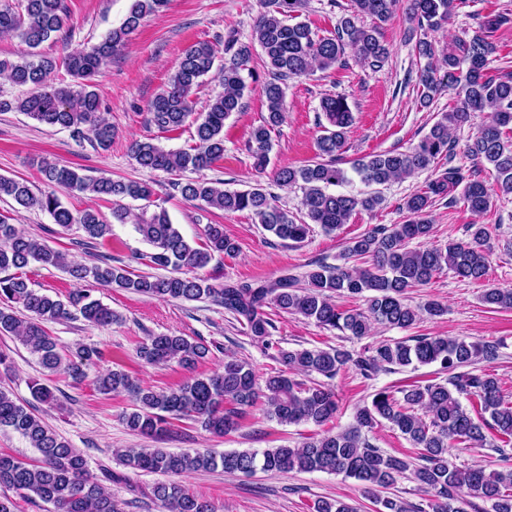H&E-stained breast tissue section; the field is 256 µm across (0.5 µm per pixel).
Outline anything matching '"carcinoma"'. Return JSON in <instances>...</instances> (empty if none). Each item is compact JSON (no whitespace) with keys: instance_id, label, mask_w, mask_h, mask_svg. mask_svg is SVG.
Instances as JSON below:
<instances>
[{"instance_id":"cac0c4a2","label":"carcinoma","mask_w":512,"mask_h":512,"mask_svg":"<svg viewBox=\"0 0 512 512\" xmlns=\"http://www.w3.org/2000/svg\"><path fill=\"white\" fill-rule=\"evenodd\" d=\"M308 0H260L261 12L251 37L243 42L229 34L224 38V63L216 65L218 51L208 43H197L182 54L165 88L149 104L151 122L163 131H174L188 119L196 124V145L189 150L165 149L150 141H135L130 152L145 169L167 173L195 172L212 167L224 158V121L242 109L248 81H257L249 69L254 47L261 48L268 72L263 82L267 117L253 128L249 150L255 169L262 172L273 149L271 133L285 114L287 82L319 68L328 70L342 61L345 50L357 63L377 68L388 58L389 48L381 40V25L397 10L399 0H351L350 9L339 20L334 35L319 38L305 22L289 23L306 8ZM415 33L438 31L448 23L465 0H408ZM168 0H132L122 23L96 45L75 51L62 61L36 52L44 42L68 32L66 0H0V35L18 38L29 52L16 60L0 59V73L26 89L14 99L0 97V112H23L41 124L67 129L79 135L87 127L97 146L112 143V126L100 115L96 77L123 46L147 15L165 8ZM370 19L365 24L364 19ZM512 22L505 12L488 13L477 20L468 39H461L446 53H439L432 41L416 39L423 100L452 91L456 105L441 113L429 131L404 152L373 153L357 160L346 170L339 157L352 125V111L343 96H326L320 110L328 122L317 141L316 160L303 168L283 166L274 172L277 187L297 186L302 192L306 221L296 222L288 210L275 204L274 194L257 183L247 189L230 190L222 181L182 178L173 183L182 198L199 201L226 212L249 211L263 228L283 241L302 242L309 225L327 232L340 229L357 210L373 211L383 203L377 187L399 181L437 167L450 160L454 141L452 130L464 126L473 112H489L490 120L466 145L470 159L494 171L493 187L479 179H465L456 166L440 171L425 188L403 199L404 219L399 224H380L347 245L343 265L319 262L298 279L284 273L261 284L226 281L215 285L199 274L212 259L236 250L224 234V225L209 224L204 242L193 245L172 223L163 207L150 217H139L134 230L153 248L140 255L164 275L136 274L129 266L107 262L87 265L67 259L62 252L20 232L0 214V334L22 338L41 367L55 373L65 371L80 383L86 378L84 366L98 351L78 346L72 356L61 353L45 323L81 316L89 323L108 326L116 320L112 309L91 294L78 292L63 301L29 286L19 270L30 263L62 269L78 281L163 299L208 300L233 314L245 326L252 340L269 345L272 319L265 308L273 305L284 313L298 314L316 324L336 329L345 336L362 338L374 324L407 328L418 313L440 316L445 307L430 299L414 309L405 303V294L421 288L448 269L457 276L480 281L488 275L484 224L467 226L468 240L445 245L412 248L415 240L431 236L430 211L438 199L455 202L454 192L462 188L469 210L484 216L493 207V196L512 195V72H486L489 57L496 50L493 34ZM63 66L72 83L56 87L50 75ZM214 73L224 91L209 101L207 109L193 112L192 93L200 81ZM45 183L69 192H89L115 199L148 200L151 187L133 180L91 177L57 162L45 160L40 166ZM358 180L368 190L342 192L339 187ZM10 199L26 208L48 213L54 223L68 229L77 226L89 239L112 235V223L98 212L73 211L54 192L36 193L26 180L0 176V200ZM337 294L360 297L364 308L342 310L333 301ZM484 303L497 309H512V289L488 288ZM490 343L468 342L446 336H415L411 340H389L367 348L355 356L347 350H276L275 359L292 371L325 378L334 377L351 364L365 378L381 370H397L414 363H437L450 376L445 383L413 385L395 398L381 390L371 405L360 408L356 425L337 433L309 437L296 448L259 451L210 449L170 452L162 448H139L118 453L119 461L134 472L162 474L170 480L152 487V496L165 512H215L212 504L190 493L177 478L218 468L229 475L264 472H325L342 474L361 482L373 493L394 485L410 475L417 489L432 497V512H460L456 503L461 491L489 502L493 512H512V469L487 472L482 467H459L448 461V447L458 441L474 448L504 449L487 439L484 425L475 421L461 397L476 402L489 414L490 428L500 439L512 441V403L505 401L499 380L491 374L461 373L459 368L495 355ZM140 358L148 364L176 362L192 370L210 349L184 336L159 334L139 346ZM101 394L126 393L131 410L122 415L133 432L156 437L169 430L172 421L191 419L213 434L237 428L245 408L265 398L269 417L286 424L301 422L322 426L335 419L338 405L334 394L321 383L305 385L284 374L270 375L258 382L254 369L245 361H224V371L194 376L182 385L156 391L142 386L127 373L113 369L95 378ZM423 414H418V411ZM398 429L418 449L415 460L400 458L372 446L362 434L381 421ZM0 428H9L25 437L41 454L37 463H27L0 455V487L20 499H38L54 507V512H119L112 496L105 493L88 467L86 458L58 436L24 404L0 390ZM379 512H425L421 507L393 498L376 499ZM315 512H355L342 501L319 500Z\"/></svg>"}]
</instances>
